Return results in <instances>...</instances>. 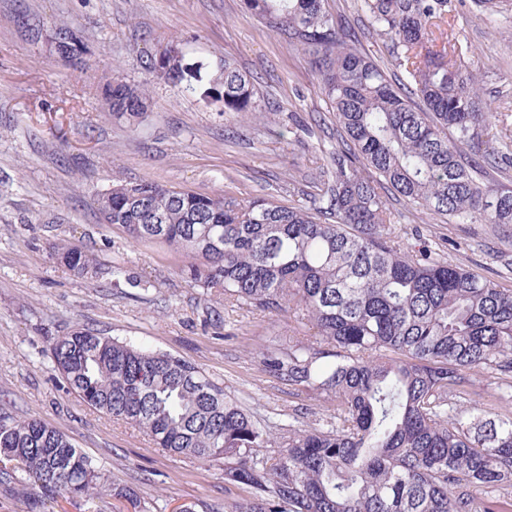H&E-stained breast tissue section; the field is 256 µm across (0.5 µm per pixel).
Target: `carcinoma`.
I'll use <instances>...</instances> for the list:
<instances>
[{
    "mask_svg": "<svg viewBox=\"0 0 512 512\" xmlns=\"http://www.w3.org/2000/svg\"><path fill=\"white\" fill-rule=\"evenodd\" d=\"M301 46L317 88L347 136L323 187L327 206H283L120 183L97 198L103 220L134 241L184 257L192 287L228 304L295 313L314 340L266 348L263 371L336 404L324 424L275 436L189 361L77 327L51 342L69 390L174 455L224 461V485L249 496L224 512H512V498L472 489L512 486V416L464 415L455 397L466 373L512 380V291L456 264L416 257L395 234L387 196L426 215L496 231L512 225V192H494L473 146L504 172L512 158L493 131L479 77L442 40L448 0H365L385 44L381 66L363 53L325 0H242ZM175 41L151 60L160 79L185 74ZM109 115L135 125L147 110L142 85L106 83ZM223 112L259 111L254 78L229 61L213 86ZM73 274L102 273L84 247L55 243ZM0 457L16 460L29 497L93 499L111 490L97 462L57 428L0 411Z\"/></svg>",
    "mask_w": 512,
    "mask_h": 512,
    "instance_id": "cac0c4a2",
    "label": "carcinoma"
}]
</instances>
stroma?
Segmentation results:
<instances>
[{"label":"stroma","mask_w":512,"mask_h":512,"mask_svg":"<svg viewBox=\"0 0 512 512\" xmlns=\"http://www.w3.org/2000/svg\"><path fill=\"white\" fill-rule=\"evenodd\" d=\"M449 37L483 81L493 124L512 118V0L486 17L450 0ZM371 56L387 60L364 0H327ZM45 32L71 23L83 63L70 66L22 25ZM178 39L186 63L217 71L227 59L256 79L261 111L221 112L206 86L188 91L147 70ZM146 84L143 122L109 117L101 88ZM340 130L306 57L246 12L241 0H0V409L41 419L93 457L112 486L131 487L151 512L223 506L244 490L224 487V465L174 456L145 433L109 419L70 392L50 343L78 326L189 360L223 382L273 433L329 420L332 411L263 372L255 353L312 339L304 320L228 307L186 282L184 260L132 241L104 223L98 194L144 180L201 194L229 193L309 204L336 166ZM415 251L478 272L512 290V240L488 225L451 224L393 205ZM68 240L121 265V278L73 276L49 245ZM41 512H134L125 499H44Z\"/></svg>","instance_id":"1"}]
</instances>
